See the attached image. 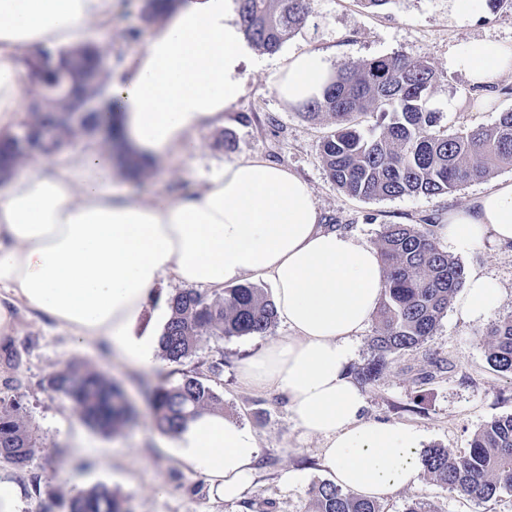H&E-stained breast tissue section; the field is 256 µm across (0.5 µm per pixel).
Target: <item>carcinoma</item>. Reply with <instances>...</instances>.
<instances>
[{"label": "carcinoma", "mask_w": 512, "mask_h": 512, "mask_svg": "<svg viewBox=\"0 0 512 512\" xmlns=\"http://www.w3.org/2000/svg\"><path fill=\"white\" fill-rule=\"evenodd\" d=\"M245 38L268 53L299 33L312 12L313 0H237ZM50 64L43 84L54 85L66 68L63 51H42ZM440 75L427 63L402 53L345 64L322 99L304 106L302 116H327L334 129L320 151L331 180L362 199L435 196L512 167V110L491 125L448 132L435 104ZM371 123L362 127V119ZM102 117L82 112L63 117L54 103L44 104L25 124L24 142L0 140V167L11 168L35 157H50L64 140L96 131ZM379 249L387 268L385 299L371 345L374 359L354 373L361 385L376 382L387 358L424 344L434 334L464 278L462 266L436 244L426 224H388ZM162 336V355L180 364L211 338L262 336L276 323L272 301L251 285H238L219 296L195 290L176 293ZM487 359L498 371L512 374V315L486 332ZM48 388L71 401L93 427L112 433L131 418L119 386L90 367L69 363L53 373ZM155 428L176 431L196 413L223 405L222 398L196 371L174 384L152 391ZM39 443L27 429L19 405L0 398V459L23 469ZM421 464L441 486L471 499L488 502L512 492V414L500 416L477 432L469 448L451 453L429 448ZM316 512H380L377 501L344 490L332 482L313 489ZM70 512H127L109 488L96 486L76 495Z\"/></svg>", "instance_id": "carcinoma-1"}]
</instances>
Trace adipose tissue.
<instances>
[{
	"label": "adipose tissue",
	"instance_id": "obj_1",
	"mask_svg": "<svg viewBox=\"0 0 512 512\" xmlns=\"http://www.w3.org/2000/svg\"><path fill=\"white\" fill-rule=\"evenodd\" d=\"M111 10L112 0H0V135L25 112L20 51L70 50ZM252 56L237 0H181L110 84L123 141L157 159L223 125L245 93L242 65ZM450 63L472 84H489L512 73V44L462 43ZM332 77L320 54L292 53L272 88L302 107L321 98ZM112 177L88 148L67 167L44 162L0 181V339L12 336V307L20 303L48 315L74 345L95 342L151 370L171 314L156 302L158 288L171 280L210 289L267 278L288 331L243 361L240 380L285 397L302 435L322 439L323 465L341 488L380 500L415 484L423 433L368 419L366 395L349 371L351 341L382 299L379 252L322 225L309 185L261 158L227 164L200 191L160 206L108 188ZM439 232L457 247L488 238L512 246V180L449 211ZM500 296L495 278L471 273L456 314L481 322ZM163 444L221 499H239L254 484L258 439L221 412L189 419Z\"/></svg>",
	"mask_w": 512,
	"mask_h": 512
}]
</instances>
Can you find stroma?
<instances>
[{"instance_id":"obj_1","label":"stroma","mask_w":512,"mask_h":512,"mask_svg":"<svg viewBox=\"0 0 512 512\" xmlns=\"http://www.w3.org/2000/svg\"><path fill=\"white\" fill-rule=\"evenodd\" d=\"M148 31L140 19L139 0H113L111 21L90 24L85 36L110 46V73L115 76L143 48ZM481 40L512 41V9L493 11L478 0L463 14L455 0H395L372 11L359 0H313L305 27L279 52L255 50L244 65L246 93L225 112L223 129L199 132L183 152L153 163L136 179L137 194L142 201L160 204L200 189L205 176L224 164L259 157L306 180L322 223L348 230L362 243L378 246L387 224L443 220L495 179L512 178V168L448 194L383 200L348 196L332 182L320 154L322 140L333 129L331 120H304L298 108L277 98L273 74L282 56L293 52L322 53L334 68L401 52L441 75L436 104L444 111L443 125L457 131L492 124L500 112L512 110V74L478 90L465 73L448 64L458 44ZM224 132L233 137L232 149L216 144ZM440 248L465 272L499 281L497 306L487 320L472 324L448 310L421 347L390 356L380 379L365 386L364 393L368 418L420 430L426 447L455 453L467 448L487 422L512 413V375L488 362L484 342L490 324L512 314V247L487 240L471 249L445 242ZM14 314V338L7 350H0V398L19 401L24 421L42 447L24 470L0 461V481L16 484L22 512H68L71 497L98 485L116 492L127 512H249L248 503L263 500L269 502V512H315L312 488L327 479L320 461L321 439L302 436L280 395L245 386L238 377L240 362L259 351L268 337L211 339L182 364L167 362L146 374L108 356L100 344L73 348L67 332L44 314L24 306ZM73 361L121 383L137 410L136 420L105 434L51 392L49 376ZM190 370L205 374L207 385L224 400L225 415L249 426L259 440L257 485L244 500L211 497L204 479L183 471L158 442L144 384H174ZM288 471L300 474V481L283 483ZM418 501L428 503L432 512H512L510 492L483 503L443 489L424 474L416 485L381 500L380 508L406 512Z\"/></svg>"}]
</instances>
